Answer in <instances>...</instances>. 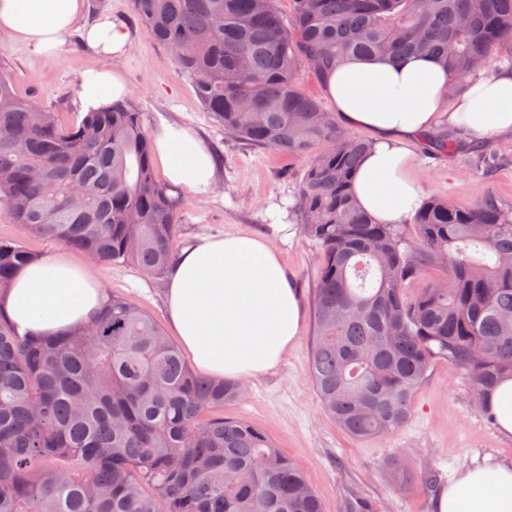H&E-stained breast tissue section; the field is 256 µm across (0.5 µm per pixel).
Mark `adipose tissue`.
I'll return each mask as SVG.
<instances>
[{
    "label": "adipose tissue",
    "instance_id": "1",
    "mask_svg": "<svg viewBox=\"0 0 512 512\" xmlns=\"http://www.w3.org/2000/svg\"><path fill=\"white\" fill-rule=\"evenodd\" d=\"M85 0H0V32L38 54L55 51L81 26L87 48L112 59L127 55L129 30L110 16L86 20ZM448 75L430 57L353 58L329 76L326 92L340 124L374 133V147L354 177L362 209L380 223L400 224L424 201L412 173L409 145L447 118L475 137L512 132V69L472 81L446 102ZM117 72H86L79 84L82 111L125 98ZM168 184L200 196L217 180L214 158L183 126L161 123L153 134ZM103 300L87 266L66 257L21 267L0 290V315L39 336L88 324ZM164 302L170 324L200 371L229 380L276 368L298 336L303 316L298 291L260 235H201L171 261ZM436 512H512V464L484 458L459 472L440 492Z\"/></svg>",
    "mask_w": 512,
    "mask_h": 512
}]
</instances>
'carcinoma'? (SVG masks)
Segmentation results:
<instances>
[{"mask_svg":"<svg viewBox=\"0 0 512 512\" xmlns=\"http://www.w3.org/2000/svg\"><path fill=\"white\" fill-rule=\"evenodd\" d=\"M151 41L224 127V135L288 154L320 147L288 214L318 248L310 376L326 412L353 437L404 427L430 366L467 380L475 408L512 373V204L489 193L454 209L429 197L399 224H380L351 186L373 141L344 131L306 94L351 57L428 55L468 88L491 55L512 61V0H132ZM440 131L433 154H456ZM152 143L131 101L63 123L18 97L0 65V204L25 233L100 263L166 271L179 201L155 177ZM49 176L37 180L32 167ZM33 255L0 238V289ZM433 264L441 275L408 284ZM238 382L193 369L162 328L111 295L89 325L35 337L0 315V512H322L308 478L260 429L224 418ZM405 494L436 474L389 465ZM340 512H375L361 497Z\"/></svg>","mask_w":512,"mask_h":512,"instance_id":"cac0c4a2","label":"carcinoma"}]
</instances>
